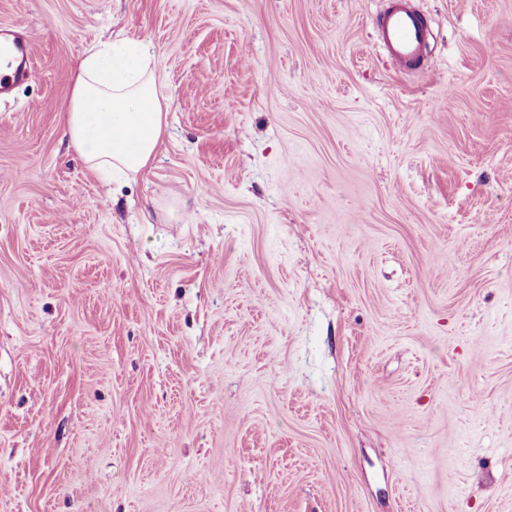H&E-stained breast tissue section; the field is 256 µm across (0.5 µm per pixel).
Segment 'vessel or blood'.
Masks as SVG:
<instances>
[{
    "label": "vessel or blood",
    "mask_w": 512,
    "mask_h": 512,
    "mask_svg": "<svg viewBox=\"0 0 512 512\" xmlns=\"http://www.w3.org/2000/svg\"><path fill=\"white\" fill-rule=\"evenodd\" d=\"M379 40L394 70L417 69L425 56L428 29L406 0H390L378 23ZM34 47L31 38L0 30V96L9 94L29 76Z\"/></svg>",
    "instance_id": "1"
}]
</instances>
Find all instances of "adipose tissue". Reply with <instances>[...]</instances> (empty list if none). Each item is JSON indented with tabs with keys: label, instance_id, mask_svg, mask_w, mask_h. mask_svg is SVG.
Segmentation results:
<instances>
[{
	"label": "adipose tissue",
	"instance_id": "obj_1",
	"mask_svg": "<svg viewBox=\"0 0 512 512\" xmlns=\"http://www.w3.org/2000/svg\"><path fill=\"white\" fill-rule=\"evenodd\" d=\"M152 64L147 46L118 39L77 65L64 134L104 185L135 180L165 135Z\"/></svg>",
	"mask_w": 512,
	"mask_h": 512
}]
</instances>
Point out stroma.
Instances as JSON below:
<instances>
[{
    "label": "stroma",
    "instance_id": "obj_1",
    "mask_svg": "<svg viewBox=\"0 0 512 512\" xmlns=\"http://www.w3.org/2000/svg\"><path fill=\"white\" fill-rule=\"evenodd\" d=\"M0 0V512H512V0ZM155 57L104 190L77 61ZM404 0H392L378 23L379 40L394 70H416L425 56L428 29ZM33 54L29 36L10 29L0 30V96L9 94L28 78ZM152 64L147 46L125 39L78 62L64 135L105 186L135 180L165 135Z\"/></svg>",
    "mask_w": 512,
    "mask_h": 512
}]
</instances>
